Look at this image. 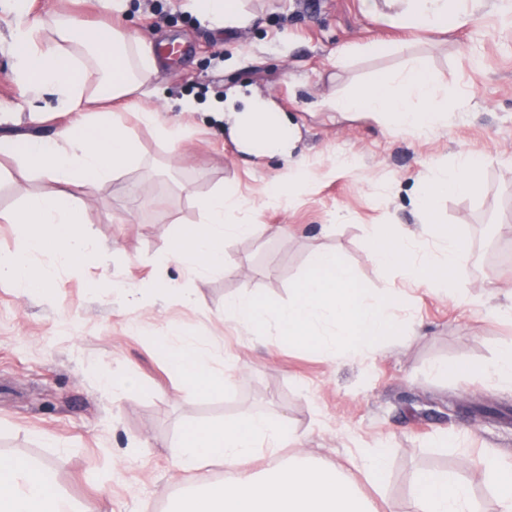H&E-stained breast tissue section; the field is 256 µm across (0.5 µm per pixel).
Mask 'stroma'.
<instances>
[{"mask_svg":"<svg viewBox=\"0 0 512 512\" xmlns=\"http://www.w3.org/2000/svg\"><path fill=\"white\" fill-rule=\"evenodd\" d=\"M131 4L124 17L99 0H71L69 9L152 46L181 39L193 49L160 60V97L131 95V111L119 115L138 164L78 195L82 229L103 252L59 271L50 292L0 284V455L49 468L76 507L103 498L112 512H169L188 491L174 466L184 432L261 412L293 435L284 458L309 454L341 467L358 449H384L376 480L354 475L379 512H409L415 476L436 469L458 474L477 512H497L479 457L492 449L512 463V389L480 371L512 346V318L493 311L512 306V32L492 13L435 33L401 30L364 15L361 0H244L252 22L225 30L183 12L180 0ZM417 57L440 89L434 109L447 113L429 134L329 108ZM11 66L0 53V107L15 109ZM186 96L230 100L238 111L248 98L269 100L295 130L307 179L289 183L287 160L245 152L212 116L175 111ZM142 105L157 110L159 124L179 123L178 144L159 124L138 122ZM67 120L58 113L34 123L15 109L0 136L47 137ZM468 150L485 160L474 192L447 195L423 216L415 196L427 169ZM340 155L355 171L336 165ZM279 183L284 196L270 202ZM54 189L0 154V255L18 245L7 216ZM220 190L238 201L225 222L253 232L225 241L227 271L189 273L170 246L198 231L199 201ZM375 231L391 240L414 232L422 254L440 234L458 236L469 255L452 274L455 291L437 269L427 288L405 267L378 268L367 246ZM319 249L341 257L372 296H398L399 336L335 354L225 318V299L245 288L288 302ZM174 328L208 350L215 373L234 365L229 386L188 385L164 345ZM112 369L139 380L117 404L99 380Z\"/></svg>","mask_w":512,"mask_h":512,"instance_id":"1","label":"stroma"}]
</instances>
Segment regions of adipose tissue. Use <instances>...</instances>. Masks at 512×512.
<instances>
[{
  "mask_svg": "<svg viewBox=\"0 0 512 512\" xmlns=\"http://www.w3.org/2000/svg\"><path fill=\"white\" fill-rule=\"evenodd\" d=\"M15 14L9 43L16 47L14 82L32 118L42 121L49 109L72 114L71 122L57 127L52 138H30L17 153L30 174L53 181L51 195L29 197L12 221L19 229L16 250L0 256V283L21 291L52 285L55 271L94 259L98 243L85 235L82 217L73 205L75 192L91 182L116 178L139 159L132 133L105 102L121 100L150 85L158 61L149 45L131 40L121 29L105 33L83 30L65 17L55 22L52 38H44L43 21L32 15L29 0H9ZM183 8L214 29L242 28L251 17L242 0H184ZM364 12L374 20L398 27L426 30L440 28L447 18L468 23L490 11L512 14V0H362ZM102 63L105 73L87 83L90 64ZM439 88L427 72L425 59L383 75L357 94L334 101L340 112H363L400 130L425 134L441 120L427 107ZM55 107L44 103L45 97ZM185 112L226 114L231 134L247 143L258 142L269 153L287 156L294 181L307 177L306 163L293 157L290 131L283 123L269 124L273 110L266 99L254 98L239 112L225 111L223 103L184 98ZM481 164L472 152H460L454 166H430L418 199L421 212L431 211L438 198L448 193L466 194L480 181ZM232 198L216 193L199 203L203 228L175 244L178 258L187 260L197 274L224 269V242L248 234L247 224H228L225 210ZM368 250L373 260L388 268L409 263L415 283L426 286L430 269L452 271L467 257L463 242L445 236L435 253H416L410 238L394 244L370 235ZM50 254L52 263L40 266L36 258ZM175 369L192 388L218 384L207 350L190 337H177L171 347ZM288 441V430L279 420L246 413L222 424L201 426L185 435L175 464L192 481V492L177 500L171 512H377L375 503L358 492L348 472L327 467L314 458L296 455L280 461L276 452ZM224 466L219 482L206 480L203 469L212 462ZM0 512H77L73 502L51 483L46 467L16 456H0ZM414 512H474L468 486L454 472L433 470L414 481Z\"/></svg>",
  "mask_w": 512,
  "mask_h": 512,
  "instance_id": "1",
  "label": "adipose tissue"
}]
</instances>
